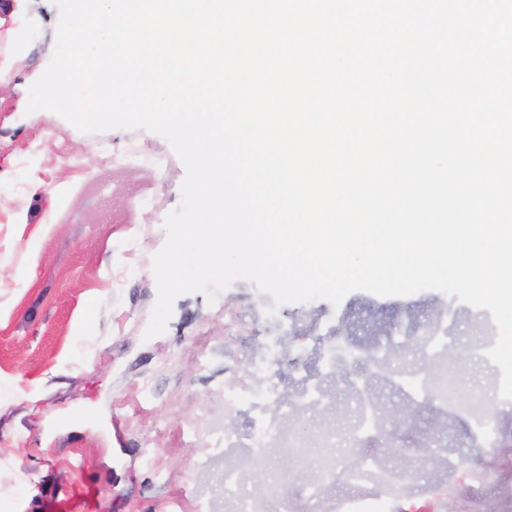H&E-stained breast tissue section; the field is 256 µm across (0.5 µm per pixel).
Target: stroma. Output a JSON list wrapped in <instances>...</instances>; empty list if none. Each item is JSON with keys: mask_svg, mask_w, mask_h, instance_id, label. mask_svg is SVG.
Wrapping results in <instances>:
<instances>
[{"mask_svg": "<svg viewBox=\"0 0 512 512\" xmlns=\"http://www.w3.org/2000/svg\"><path fill=\"white\" fill-rule=\"evenodd\" d=\"M59 12L52 0H9L0 16V512H231L222 479L234 464L268 512L296 501L315 464H291L277 445L213 450L225 425L252 430V413H224V392L260 395L282 438L336 435L338 461L371 455L392 469L401 499L388 512H466L473 496H512V400L484 355L489 311L442 292L349 293L339 304H288L235 282L215 302L176 298L166 331L145 338L156 301L153 260L181 199L185 168L169 142L143 129L84 134L61 115L27 112L49 63ZM415 334L444 325L447 348L429 356L398 340L370 345L381 327ZM343 347L333 364L327 350ZM448 366L458 404L415 398L408 381ZM379 427L358 432L356 386ZM319 387L323 403L306 404ZM302 411L285 412L281 393ZM498 420V451L472 426ZM492 469L495 489L462 479L454 462Z\"/></svg>", "mask_w": 512, "mask_h": 512, "instance_id": "obj_1", "label": "stroma"}]
</instances>
